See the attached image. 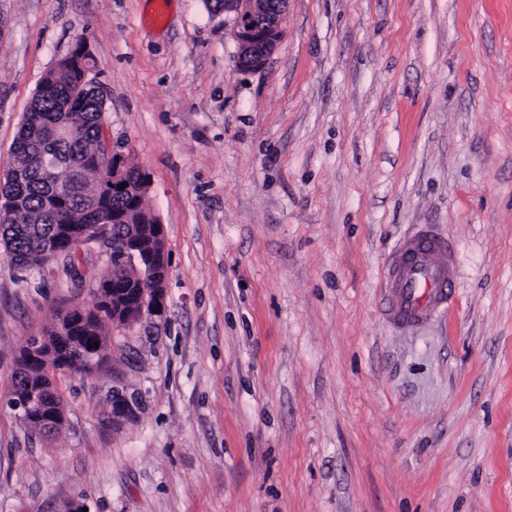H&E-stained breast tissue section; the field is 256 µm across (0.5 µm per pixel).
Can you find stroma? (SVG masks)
Returning a JSON list of instances; mask_svg holds the SVG:
<instances>
[{
  "mask_svg": "<svg viewBox=\"0 0 512 512\" xmlns=\"http://www.w3.org/2000/svg\"><path fill=\"white\" fill-rule=\"evenodd\" d=\"M0 14V179L85 36L169 258L163 317L59 376L47 438L7 403L16 359L94 297L0 257V512H512V0H288L256 74L205 0ZM421 224L457 301L399 331L378 283Z\"/></svg>",
  "mask_w": 512,
  "mask_h": 512,
  "instance_id": "1",
  "label": "stroma"
}]
</instances>
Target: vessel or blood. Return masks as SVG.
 I'll list each match as a JSON object with an SVG mask.
<instances>
[{"label":"vessel or blood","mask_w":512,"mask_h":512,"mask_svg":"<svg viewBox=\"0 0 512 512\" xmlns=\"http://www.w3.org/2000/svg\"><path fill=\"white\" fill-rule=\"evenodd\" d=\"M456 284L452 243L436 226L422 225L397 243L384 266L382 314L396 328L417 327L447 312Z\"/></svg>","instance_id":"b4317fda"}]
</instances>
